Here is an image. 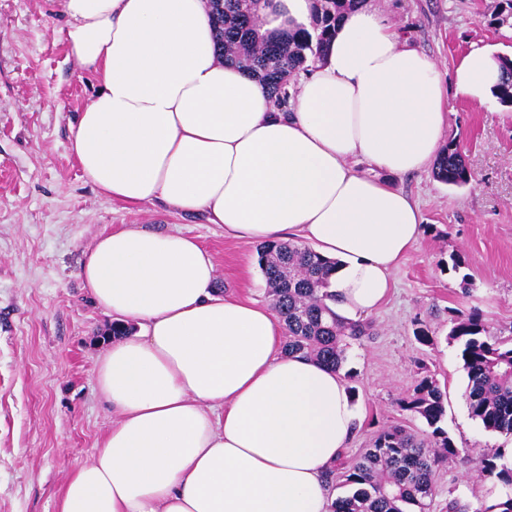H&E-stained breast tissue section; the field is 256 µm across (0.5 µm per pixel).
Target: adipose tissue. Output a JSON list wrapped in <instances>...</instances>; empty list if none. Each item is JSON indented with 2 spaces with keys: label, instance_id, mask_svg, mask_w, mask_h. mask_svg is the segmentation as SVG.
<instances>
[{
  "label": "adipose tissue",
  "instance_id": "obj_1",
  "mask_svg": "<svg viewBox=\"0 0 512 512\" xmlns=\"http://www.w3.org/2000/svg\"><path fill=\"white\" fill-rule=\"evenodd\" d=\"M313 0H269L272 37L308 27ZM67 56L101 92L71 129L84 177L136 207L204 216L246 241L298 239L337 260L336 311L378 309L423 217L395 177L440 150L449 92L483 103L493 56L436 63L362 4L304 72L287 111L219 58L206 0H63ZM370 170L362 172L353 159ZM196 237L134 224L102 233L79 276L138 332L108 346L95 385L116 415L56 512H330L325 472L354 428L339 373L281 350L278 314L214 296Z\"/></svg>",
  "mask_w": 512,
  "mask_h": 512
}]
</instances>
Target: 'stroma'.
<instances>
[{"label": "stroma", "mask_w": 512, "mask_h": 512, "mask_svg": "<svg viewBox=\"0 0 512 512\" xmlns=\"http://www.w3.org/2000/svg\"><path fill=\"white\" fill-rule=\"evenodd\" d=\"M373 4L408 46L437 63L442 79L476 48L512 58V27L496 23L511 9L507 0ZM65 27L61 0H0V512H54L68 474L90 459L112 422L94 371L113 318L79 276L100 234L122 224L178 228L215 255L218 296L271 303L256 245L158 203L128 211L82 175L70 127L101 85L68 60ZM444 138L460 144L472 178L450 186L428 167L395 180L424 222L391 274L388 299L368 317L373 336L347 350L357 431L340 462L390 425L428 433L398 402L433 377L446 395L441 426L457 453L437 471L429 512H447L452 499L475 512L512 494L476 472L479 457L511 449L512 436L472 418L462 345L448 334L454 318L475 312L491 340L512 341V107L451 96ZM454 256L462 259L456 271L448 267ZM420 323L434 344L415 339Z\"/></svg>", "instance_id": "stroma-1"}]
</instances>
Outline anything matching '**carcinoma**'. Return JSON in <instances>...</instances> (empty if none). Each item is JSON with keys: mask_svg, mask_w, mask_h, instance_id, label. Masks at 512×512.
<instances>
[{"mask_svg": "<svg viewBox=\"0 0 512 512\" xmlns=\"http://www.w3.org/2000/svg\"><path fill=\"white\" fill-rule=\"evenodd\" d=\"M363 2L315 0L312 30L278 41L260 33L261 0H212L210 7L224 62L257 77L283 110L291 98L293 78L323 56L336 20ZM497 60L501 82L496 96L512 105V59L499 56ZM433 173L448 185L469 182V169L455 142L440 151ZM258 254L273 307L288 336L286 351L341 370L351 342L371 335V326L346 319L332 308L335 294L330 277L336 262L309 247L284 242L265 244ZM450 338L462 344L471 416L489 431L512 435V345L490 341L475 314L454 319ZM401 407L425 420L431 428L430 442L416 439L399 426L384 429L343 473L342 484L349 492L335 499L333 512H427L436 491L437 467L457 453L439 426L445 415L444 395L436 381L426 376L412 394L401 399ZM477 471L512 486V459L502 449L482 456Z\"/></svg>", "mask_w": 512, "mask_h": 512, "instance_id": "1", "label": "carcinoma"}]
</instances>
